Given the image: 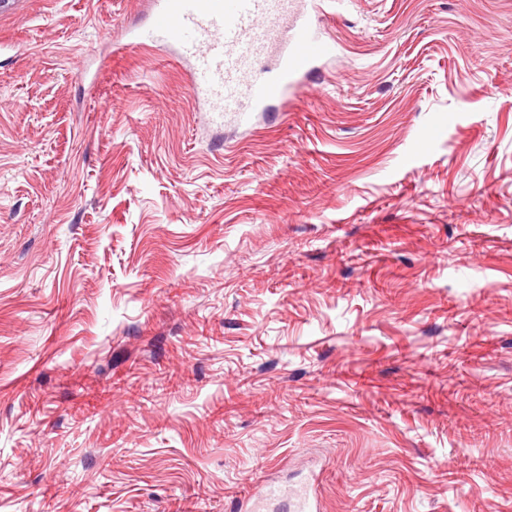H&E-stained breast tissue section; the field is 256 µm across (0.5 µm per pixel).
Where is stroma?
Instances as JSON below:
<instances>
[{
  "mask_svg": "<svg viewBox=\"0 0 512 512\" xmlns=\"http://www.w3.org/2000/svg\"><path fill=\"white\" fill-rule=\"evenodd\" d=\"M147 7L0 8V512H512V0H323L247 130Z\"/></svg>",
  "mask_w": 512,
  "mask_h": 512,
  "instance_id": "35a3bbf8",
  "label": "stroma"
}]
</instances>
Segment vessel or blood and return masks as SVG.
I'll return each instance as SVG.
<instances>
[{
	"label": "vessel or blood",
	"instance_id": "1",
	"mask_svg": "<svg viewBox=\"0 0 512 512\" xmlns=\"http://www.w3.org/2000/svg\"><path fill=\"white\" fill-rule=\"evenodd\" d=\"M133 46L164 48L184 62L210 123L249 127L256 113L300 90L336 54L313 0H150Z\"/></svg>",
	"mask_w": 512,
	"mask_h": 512
}]
</instances>
